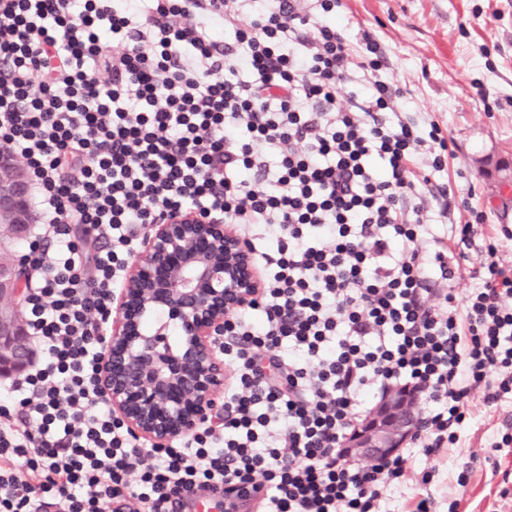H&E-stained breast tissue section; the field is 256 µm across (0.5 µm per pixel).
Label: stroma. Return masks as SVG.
I'll use <instances>...</instances> for the list:
<instances>
[{"mask_svg": "<svg viewBox=\"0 0 512 512\" xmlns=\"http://www.w3.org/2000/svg\"><path fill=\"white\" fill-rule=\"evenodd\" d=\"M346 32L375 39L386 59L388 81L407 94L410 109L427 115L452 140L440 181L449 183L466 208L455 221L487 217L488 228L512 226V190L499 183L512 174V0H341ZM512 424V405L485 409L473 400L470 426L457 448L424 460L433 469L430 485L408 477L391 493L394 512L421 497L431 512H446L449 497L459 512H512V498L501 499L490 464L471 463L503 424ZM471 468L469 483L456 478Z\"/></svg>", "mask_w": 512, "mask_h": 512, "instance_id": "35a3bbf8", "label": "stroma"}]
</instances>
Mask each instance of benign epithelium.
<instances>
[{
	"mask_svg": "<svg viewBox=\"0 0 512 512\" xmlns=\"http://www.w3.org/2000/svg\"><path fill=\"white\" fill-rule=\"evenodd\" d=\"M32 182L24 165L0 154V220L29 223ZM32 282L26 265L0 268V301L17 308ZM262 280L250 247L224 213L174 212L147 226L113 298L112 335L101 385L112 416L135 437L164 446L223 409L224 321L256 299ZM34 362L20 317L0 315V379ZM419 393L402 385L383 398L342 447L371 462L405 447L421 419Z\"/></svg>",
	"mask_w": 512,
	"mask_h": 512,
	"instance_id": "benign-epithelium-1",
	"label": "benign epithelium"
}]
</instances>
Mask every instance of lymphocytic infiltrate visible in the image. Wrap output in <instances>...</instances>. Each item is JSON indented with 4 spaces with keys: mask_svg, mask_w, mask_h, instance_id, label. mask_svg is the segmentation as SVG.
<instances>
[{
    "mask_svg": "<svg viewBox=\"0 0 512 512\" xmlns=\"http://www.w3.org/2000/svg\"><path fill=\"white\" fill-rule=\"evenodd\" d=\"M338 4L0 0V141L50 240L26 255L42 358L0 387V512H183L200 490L388 512L418 457L458 443L474 392L512 398V228L451 221L447 137L382 77L376 40L345 36ZM179 210L222 211L264 288L226 323L223 415L147 446L99 374L137 230ZM394 384L419 392V430L349 460L345 434Z\"/></svg>",
    "mask_w": 512,
    "mask_h": 512,
    "instance_id": "obj_1",
    "label": "lymphocytic infiltrate"
}]
</instances>
